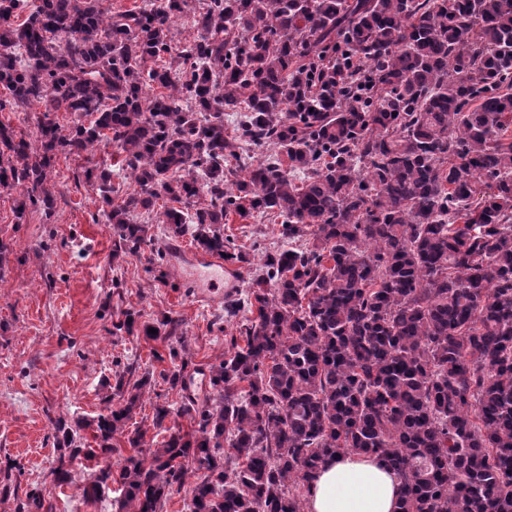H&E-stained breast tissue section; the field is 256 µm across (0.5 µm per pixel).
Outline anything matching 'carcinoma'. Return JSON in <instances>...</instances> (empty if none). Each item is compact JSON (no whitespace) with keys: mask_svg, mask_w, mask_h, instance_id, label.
<instances>
[{"mask_svg":"<svg viewBox=\"0 0 512 512\" xmlns=\"http://www.w3.org/2000/svg\"><path fill=\"white\" fill-rule=\"evenodd\" d=\"M104 2L0 0V111L44 107L38 147L0 121V188L50 210L53 158L102 143L132 191L114 205L112 169L84 175L128 251L161 198L162 223L227 260L250 262L232 211L305 239L264 251L245 345L180 409L195 433L148 453L127 436L118 512H159L190 473L191 512H305L345 454L397 472L400 512H512V0H206L182 46L188 0ZM52 112L94 119L64 132ZM148 384L99 416L97 448L56 422L54 482L79 460L86 496L112 483L99 458ZM204 0H188L189 8L186 12L174 19L172 24L175 40L181 44L191 41L197 36L194 24V13H197L203 6Z\"/></svg>","mask_w":512,"mask_h":512,"instance_id":"obj_1","label":"carcinoma"}]
</instances>
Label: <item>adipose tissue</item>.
Listing matches in <instances>:
<instances>
[{
    "instance_id": "adipose-tissue-1",
    "label": "adipose tissue",
    "mask_w": 512,
    "mask_h": 512,
    "mask_svg": "<svg viewBox=\"0 0 512 512\" xmlns=\"http://www.w3.org/2000/svg\"><path fill=\"white\" fill-rule=\"evenodd\" d=\"M401 482L374 455H342L314 475L306 512H398Z\"/></svg>"
}]
</instances>
